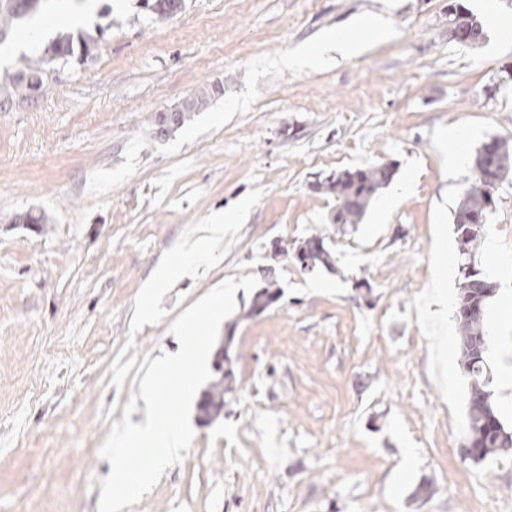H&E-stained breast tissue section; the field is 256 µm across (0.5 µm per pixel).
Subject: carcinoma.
I'll return each instance as SVG.
<instances>
[{
    "instance_id": "obj_1",
    "label": "carcinoma",
    "mask_w": 512,
    "mask_h": 512,
    "mask_svg": "<svg viewBox=\"0 0 512 512\" xmlns=\"http://www.w3.org/2000/svg\"><path fill=\"white\" fill-rule=\"evenodd\" d=\"M46 0H8L0 2V42L8 33L23 26V22L40 12ZM179 0H142V7L149 17L157 23L176 16L180 12ZM477 26L481 22L461 3L448 4V25L470 24ZM99 39L66 32L47 46L44 55L51 61L69 62L78 57L86 60L93 56ZM43 60H28L24 69L9 76L0 84V94H15L32 98L39 94L43 85L40 72ZM224 94V84L215 82L207 84L189 97L188 106L178 113L168 131L159 133L163 114L154 113L150 117L155 137H167L170 132L182 127L194 115L208 108L210 103ZM474 168L476 185L465 190L454 216V232L459 244L457 270L459 274V293L457 298L458 341L462 364L471 379L468 398V436L465 454L475 460H483L490 455L504 453L512 448V431L505 428L490 401V393L485 390V354L486 350L473 349V343L485 340L484 307L487 298L494 293V285L488 281L478 268L477 248L482 239L489 209H483L477 219L462 223L464 216L477 208L475 194L482 190L481 174L491 175L497 183L504 182L512 173V148L498 137H491L475 151ZM394 175L389 164H377L360 169H340L319 180L314 192L329 194L336 199V213L333 223L341 226L358 224L364 216L371 199L378 191L388 185ZM301 252L314 259L316 269L321 271L334 268L335 259L326 246L324 238L314 235L295 241V246L288 250H275L272 256H287ZM279 299V289L274 280L266 282L255 296L251 312L263 311ZM476 307L479 314H467L470 307ZM234 371L220 378L207 392L200 403L207 415L221 412L225 405V396L234 391Z\"/></svg>"
}]
</instances>
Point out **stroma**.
Listing matches in <instances>:
<instances>
[{
    "mask_svg": "<svg viewBox=\"0 0 512 512\" xmlns=\"http://www.w3.org/2000/svg\"><path fill=\"white\" fill-rule=\"evenodd\" d=\"M474 46L448 39V0H185L152 22L138 0H94L93 57L45 68L38 96H0V512H98L100 447L138 392L145 355L175 348L170 325L226 278L272 267L279 300L237 310L235 390L223 412L140 503L122 512H484L480 486L512 487V452L473 461L470 380L457 346L453 213L475 183L449 174L469 150L512 143V0H464ZM358 30L363 53L287 62L320 34ZM220 82L223 95L166 138L151 113ZM393 164L412 188L385 217L332 224L315 175ZM249 216L149 324L135 311L153 270L214 211ZM477 261L486 306L487 389L512 429V182L494 194ZM43 224H17L25 210ZM325 237L335 271L270 262L274 241ZM367 279L370 289L357 288Z\"/></svg>",
    "mask_w": 512,
    "mask_h": 512,
    "instance_id": "35a3bbf8",
    "label": "stroma"
}]
</instances>
